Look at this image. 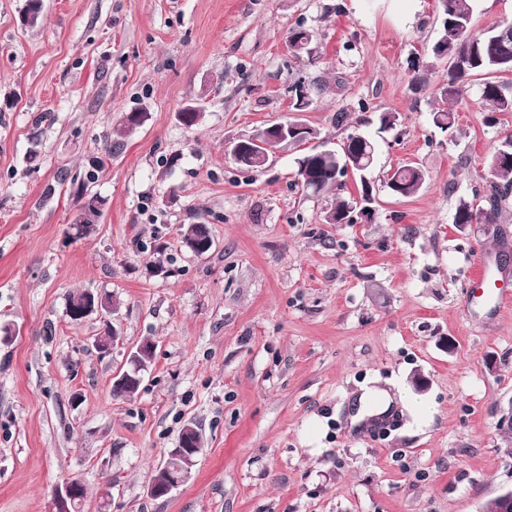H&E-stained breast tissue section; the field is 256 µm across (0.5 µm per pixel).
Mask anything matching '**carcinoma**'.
<instances>
[{
    "instance_id": "carcinoma-1",
    "label": "carcinoma",
    "mask_w": 512,
    "mask_h": 512,
    "mask_svg": "<svg viewBox=\"0 0 512 512\" xmlns=\"http://www.w3.org/2000/svg\"><path fill=\"white\" fill-rule=\"evenodd\" d=\"M439 32L438 37L430 48L431 57L439 62L444 59H455L456 63L449 65L446 83L441 88V95L453 102L458 99L461 88L466 80L474 75L484 76L480 84V96L489 106L490 115L487 121H496L495 114L512 112V91L506 89L500 82L494 80V75L512 72V22L505 20L491 30L476 33L472 30L473 4L472 0H438ZM143 122L124 115L119 125L114 128L116 139L113 144H121V140ZM279 145L278 138L263 128L248 137L239 139L241 156L235 165L246 171H257L253 165L258 155H267ZM375 141L363 133H351L343 146L330 153H321L311 149L297 161V184L306 192L314 195L327 194L341 187L340 178L345 176L339 166L351 162L354 173L361 180L360 200L336 197L332 208L325 216L327 224H342L351 222V213L355 211L356 203H367V197L372 195L370 186L365 180L364 173L371 168ZM488 170L490 181L488 192L483 204L473 207L467 200H461L457 206L454 223L459 225L480 222L494 224L499 212L500 202L512 193V137H508L495 145L489 156ZM424 170L414 164L398 167L387 179L386 186L394 193L407 197L415 194L424 184ZM84 200L77 213L73 228L79 236L88 235L95 229L102 216L105 200L97 194H89L82 189L78 192ZM211 239V233L206 224H188L181 231V244L184 248L197 247L196 254L202 255L210 250L206 242ZM87 291H77L70 294L67 313L74 324L83 320L76 311L86 299Z\"/></svg>"
}]
</instances>
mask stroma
I'll use <instances>...</instances> for the list:
<instances>
[{"instance_id": "obj_1", "label": "stroma", "mask_w": 512, "mask_h": 512, "mask_svg": "<svg viewBox=\"0 0 512 512\" xmlns=\"http://www.w3.org/2000/svg\"><path fill=\"white\" fill-rule=\"evenodd\" d=\"M436 0H0V512H55L53 492L79 478L83 512H482L512 490V309L466 301L485 256L512 281V197L497 223L455 224L460 200L489 181L512 112L485 122L479 78L446 108L445 65L417 90L409 61L438 34ZM313 35L308 54L289 31ZM324 84L291 114L289 86ZM199 104L185 127L179 112ZM148 121L106 145L120 118ZM345 113L337 122V113ZM397 116L381 131V113ZM340 148L376 143L371 219L328 224L335 197L297 186L304 149L276 147L247 173L230 150L291 118ZM40 155L29 161L30 134ZM426 173L409 197L394 168ZM106 201L77 235V189ZM205 224L197 256L179 229ZM118 304L109 355L99 320L74 325L70 294ZM155 344L139 392L114 398L130 349ZM422 377L423 389L412 380ZM367 388L426 403L395 407L387 427L353 423ZM196 423L202 450L171 496L147 493L152 471ZM426 174L424 170L414 164L399 166L387 179L386 186L402 197L415 194L424 184Z\"/></svg>"}]
</instances>
